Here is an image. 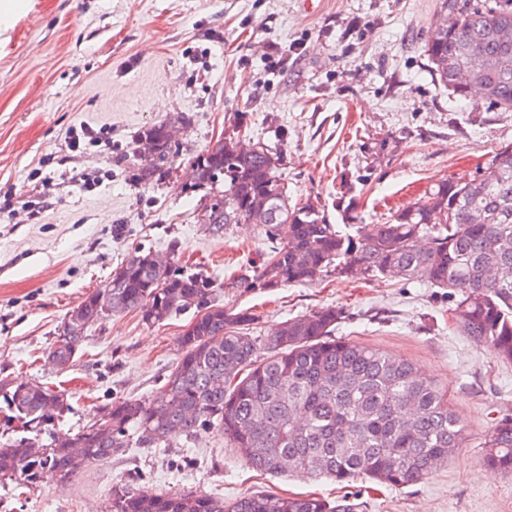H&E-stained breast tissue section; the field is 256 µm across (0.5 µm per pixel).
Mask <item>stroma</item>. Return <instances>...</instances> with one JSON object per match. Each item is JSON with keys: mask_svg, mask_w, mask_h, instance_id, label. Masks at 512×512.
<instances>
[{"mask_svg": "<svg viewBox=\"0 0 512 512\" xmlns=\"http://www.w3.org/2000/svg\"><path fill=\"white\" fill-rule=\"evenodd\" d=\"M438 0H32L0 43V377L70 392L55 429L77 432L115 398L148 399L179 356L185 312L88 329L72 365L47 351L69 311L135 249L191 260L216 304L255 314L265 335L325 306L339 336L413 363L448 393L465 445L426 481H314L250 468L216 427L155 448L136 441L69 483L0 482V512H110L113 486L206 493L347 497L360 512H512V474L480 462L494 418L512 411V363L452 323L445 290L334 275L240 288L270 248L261 228L200 224L190 162L238 130L279 147L291 202L330 223H383L443 178L487 174L512 144V112L456 101L429 71L423 39ZM179 120L163 175L138 178L142 129ZM99 132L72 149V129Z\"/></svg>", "mask_w": 512, "mask_h": 512, "instance_id": "stroma-1", "label": "stroma"}]
</instances>
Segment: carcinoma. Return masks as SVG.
Returning a JSON list of instances; mask_svg holds the SVG:
<instances>
[{"label":"carcinoma","instance_id":"obj_1","mask_svg":"<svg viewBox=\"0 0 512 512\" xmlns=\"http://www.w3.org/2000/svg\"><path fill=\"white\" fill-rule=\"evenodd\" d=\"M456 19L453 26L443 16ZM512 0H439L424 40L434 78L457 99L473 85L491 105L512 112ZM480 46V58L471 45ZM169 124L138 136L140 179L149 181L170 157ZM241 137L226 134L198 155L189 190L209 191L200 223L212 236L229 224H257L277 241L260 267L236 284L280 288L316 283L330 274L395 277L448 290L450 314L461 331L497 360L512 362V144L491 159L492 180H441L382 224H359L353 234L328 222L312 203L290 204L279 174L281 152L257 142L245 153ZM137 251L111 280L63 321L48 350L65 369L93 325L137 312L147 324L196 308L178 337L180 356L149 400L114 399L97 423L75 433H49L50 443L21 438L0 446V480L35 483L45 470L70 482L129 442V428L146 442L168 445L217 424L232 448L245 449L253 469L283 467L338 484L356 478L394 487L426 479L463 447L465 429L448 407L446 391L408 361L335 336L343 310L321 307L283 322L271 336H255L256 320L211 303L213 282ZM112 296V313L96 300ZM0 396L25 426H48L67 409L65 394L0 379ZM482 460L512 474V413L494 419ZM110 512H358L357 504L320 497L249 493L224 501L203 493L112 489Z\"/></svg>","mask_w":512,"mask_h":512}]
</instances>
